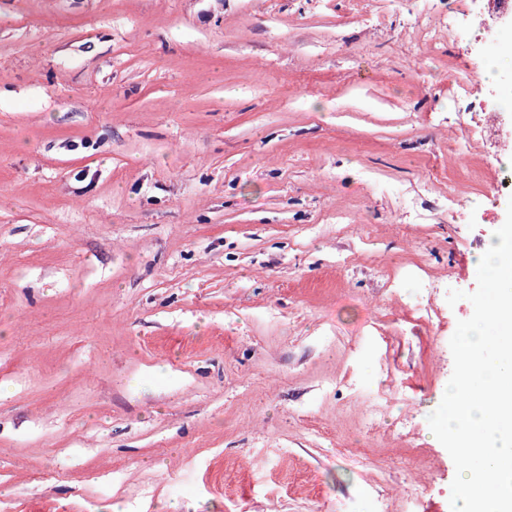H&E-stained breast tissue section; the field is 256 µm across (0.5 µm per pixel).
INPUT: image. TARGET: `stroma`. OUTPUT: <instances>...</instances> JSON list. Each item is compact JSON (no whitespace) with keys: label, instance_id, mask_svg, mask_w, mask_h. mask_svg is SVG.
Here are the masks:
<instances>
[{"label":"stroma","instance_id":"stroma-1","mask_svg":"<svg viewBox=\"0 0 512 512\" xmlns=\"http://www.w3.org/2000/svg\"><path fill=\"white\" fill-rule=\"evenodd\" d=\"M490 50L439 0H0V512H451ZM495 83L498 81L499 75L493 66H489L484 74L480 67H473L467 73L465 81L461 87V91L456 98L458 111L476 112L482 114L486 121L497 128V132L501 131L499 112L497 106L491 104V86L484 81Z\"/></svg>","mask_w":512,"mask_h":512}]
</instances>
